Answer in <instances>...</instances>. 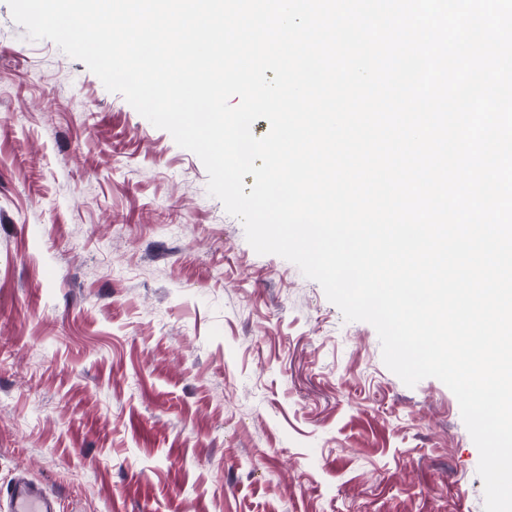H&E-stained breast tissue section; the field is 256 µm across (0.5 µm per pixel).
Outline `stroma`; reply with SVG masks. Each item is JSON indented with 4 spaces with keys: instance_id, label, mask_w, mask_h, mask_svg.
<instances>
[{
    "instance_id": "obj_1",
    "label": "stroma",
    "mask_w": 512,
    "mask_h": 512,
    "mask_svg": "<svg viewBox=\"0 0 512 512\" xmlns=\"http://www.w3.org/2000/svg\"><path fill=\"white\" fill-rule=\"evenodd\" d=\"M201 160L0 0V493L59 512H483L440 380L257 254ZM57 501L26 477H15L10 490V512H57Z\"/></svg>"
}]
</instances>
